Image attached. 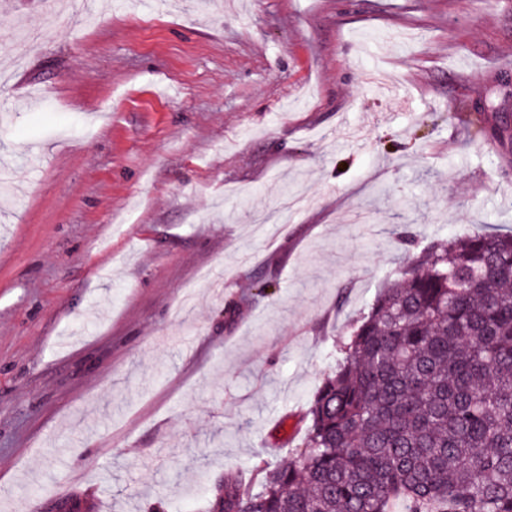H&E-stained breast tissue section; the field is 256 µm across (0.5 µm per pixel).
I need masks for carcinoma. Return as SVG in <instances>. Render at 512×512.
Listing matches in <instances>:
<instances>
[{"label": "carcinoma", "instance_id": "1", "mask_svg": "<svg viewBox=\"0 0 512 512\" xmlns=\"http://www.w3.org/2000/svg\"><path fill=\"white\" fill-rule=\"evenodd\" d=\"M291 459L212 512H512V230L434 241L380 289Z\"/></svg>", "mask_w": 512, "mask_h": 512}]
</instances>
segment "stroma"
I'll use <instances>...</instances> for the list:
<instances>
[{
    "label": "stroma",
    "mask_w": 512,
    "mask_h": 512,
    "mask_svg": "<svg viewBox=\"0 0 512 512\" xmlns=\"http://www.w3.org/2000/svg\"><path fill=\"white\" fill-rule=\"evenodd\" d=\"M478 112L512 129V0H0V512L288 460L404 258L512 229Z\"/></svg>",
    "instance_id": "35a3bbf8"
}]
</instances>
